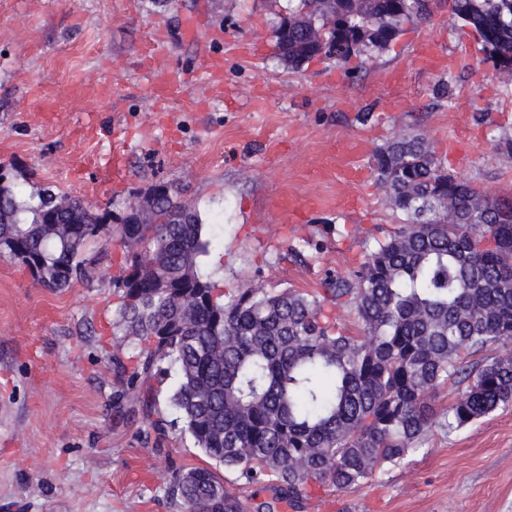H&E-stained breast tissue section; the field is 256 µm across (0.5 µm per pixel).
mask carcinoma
Instances as JSON below:
<instances>
[{
  "label": "carcinoma",
  "instance_id": "carcinoma-1",
  "mask_svg": "<svg viewBox=\"0 0 512 512\" xmlns=\"http://www.w3.org/2000/svg\"><path fill=\"white\" fill-rule=\"evenodd\" d=\"M275 29L281 59L345 66L382 50L439 0H294ZM500 73L512 74V0H448ZM372 170L405 223L359 270L314 291L234 288L202 273L210 241L197 212L159 184L151 209L113 228L128 274L113 329L139 350L129 411L158 434L180 427L239 488L274 484L288 503L314 487L347 490L400 464L438 428L450 434L512 405V196L488 197L446 171L418 134L392 137ZM111 211L49 188L28 197L0 165V255L57 291L85 277L88 242ZM353 312L354 335L325 306ZM174 372L176 417L156 411L151 381ZM453 383L442 415L431 403ZM185 512H244L209 467L171 473Z\"/></svg>",
  "mask_w": 512,
  "mask_h": 512
}]
</instances>
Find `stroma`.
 Segmentation results:
<instances>
[{"instance_id": "1", "label": "stroma", "mask_w": 512, "mask_h": 512, "mask_svg": "<svg viewBox=\"0 0 512 512\" xmlns=\"http://www.w3.org/2000/svg\"><path fill=\"white\" fill-rule=\"evenodd\" d=\"M287 14L288 0H0V165L24 194L49 187L116 217L176 185L211 242L207 277L271 293L351 273L379 229L401 224L371 168L397 133L421 135L479 190L512 194L499 144L512 137V75L446 0L343 67L285 65L274 31ZM125 142L115 181L105 170ZM125 256L102 235L89 277L61 291L0 258V512H184L171 471L209 463L188 433L157 434L118 403ZM240 497L245 512H512V406L298 508L265 485Z\"/></svg>"}]
</instances>
